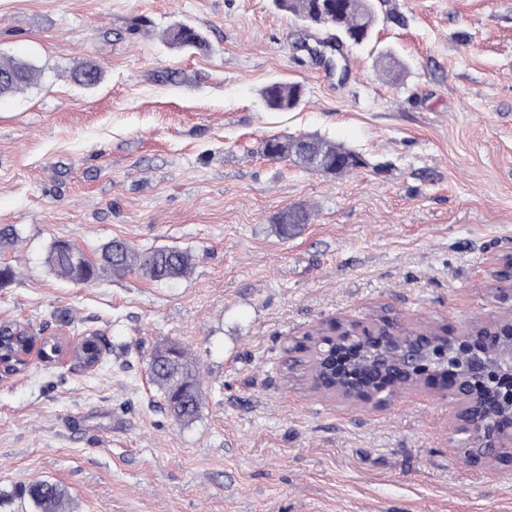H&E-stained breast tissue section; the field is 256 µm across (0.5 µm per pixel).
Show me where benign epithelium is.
<instances>
[{
	"instance_id": "obj_1",
	"label": "benign epithelium",
	"mask_w": 512,
	"mask_h": 512,
	"mask_svg": "<svg viewBox=\"0 0 512 512\" xmlns=\"http://www.w3.org/2000/svg\"><path fill=\"white\" fill-rule=\"evenodd\" d=\"M489 333L492 337L483 342L480 332L422 337L401 329L373 336L351 326L347 335L316 351L313 381L316 388L334 395L383 403L387 394L416 386L428 359L438 353L448 395L458 403L457 435L467 442V460L487 464L512 459V394L494 402L473 390L478 382L512 381V313ZM373 355L380 364L373 365ZM356 366L377 367L370 384L350 375Z\"/></svg>"
}]
</instances>
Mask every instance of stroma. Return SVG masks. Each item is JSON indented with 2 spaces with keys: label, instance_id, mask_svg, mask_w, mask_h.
<instances>
[{
  "label": "stroma",
  "instance_id": "stroma-1",
  "mask_svg": "<svg viewBox=\"0 0 512 512\" xmlns=\"http://www.w3.org/2000/svg\"><path fill=\"white\" fill-rule=\"evenodd\" d=\"M346 80L300 42L326 39L273 0H0V57L35 84L0 98V321L36 339L94 336L73 360L0 381V512H36L46 480L70 512H512V461L467 462L455 404L428 380L383 405L315 388L314 335L391 317L458 334L511 309L512 0H373ZM185 24L202 49L164 38ZM404 66L379 75L380 51ZM101 71L81 85L77 67ZM300 106L264 108L273 81ZM317 134L360 154L341 176L273 160V137ZM308 206L281 237L274 216ZM177 247L195 265L79 284L46 265L65 240ZM187 351L201 390L179 423L152 383L155 350ZM24 494L40 510L39 512H68L69 498L59 485L49 481H39L28 485Z\"/></svg>",
  "mask_w": 512,
  "mask_h": 512
}]
</instances>
